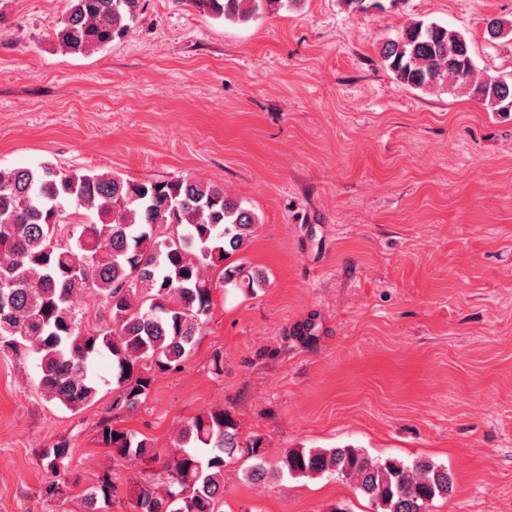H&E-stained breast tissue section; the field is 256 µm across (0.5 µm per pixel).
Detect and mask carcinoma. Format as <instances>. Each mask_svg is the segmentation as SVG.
<instances>
[{"instance_id":"cac0c4a2","label":"carcinoma","mask_w":512,"mask_h":512,"mask_svg":"<svg viewBox=\"0 0 512 512\" xmlns=\"http://www.w3.org/2000/svg\"><path fill=\"white\" fill-rule=\"evenodd\" d=\"M200 11L238 22L301 0H188ZM141 0H69L53 39L67 54H86L125 35L138 21ZM512 36V20L484 21L489 42ZM383 65L400 83L425 91H460L490 112H512V75L480 79L466 37L436 22L417 20L378 44ZM94 212L97 220L65 229L66 210ZM258 217L224 189L191 179L134 181L116 173L66 171L44 163L0 170V352L37 361L44 398L77 414L93 405L98 389L88 374L92 357L108 354L115 366L114 404L136 408L156 372L181 367L207 323L217 288L251 295L265 276L240 262ZM222 267L212 280L207 269ZM94 290L110 307L111 324L82 329L83 295ZM99 437L116 460H154L151 440L100 423ZM180 453L163 474L133 480L136 512H218L224 497V463L254 459L248 480L270 475L328 476L351 481L375 512H427L454 490V476L429 459L405 464L373 458L352 446L292 448L275 466L259 454L260 440L242 443L236 421L212 411L186 423ZM69 440L42 449L50 478L43 497L66 495L60 466ZM117 488L103 476L83 496L84 512H109Z\"/></svg>"}]
</instances>
